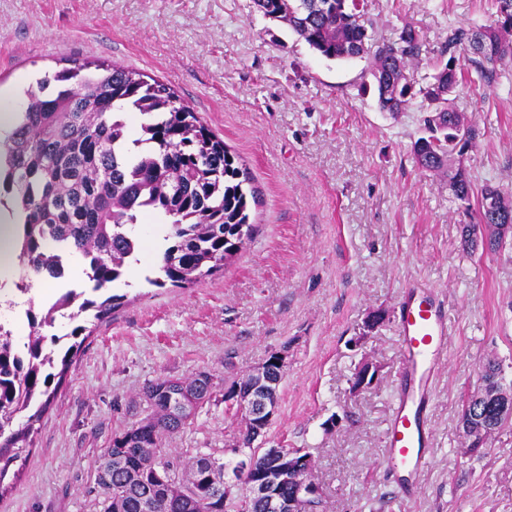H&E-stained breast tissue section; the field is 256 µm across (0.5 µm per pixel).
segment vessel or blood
I'll return each mask as SVG.
<instances>
[{"instance_id": "1", "label": "vessel or blood", "mask_w": 512, "mask_h": 512, "mask_svg": "<svg viewBox=\"0 0 512 512\" xmlns=\"http://www.w3.org/2000/svg\"><path fill=\"white\" fill-rule=\"evenodd\" d=\"M398 387L383 448L386 470L394 478L402 503L420 491V478L431 457L429 410L432 381L448 352L450 328L444 303L434 288L411 283L399 303Z\"/></svg>"}]
</instances>
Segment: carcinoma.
I'll use <instances>...</instances> for the list:
<instances>
[{
    "label": "carcinoma",
    "instance_id": "1",
    "mask_svg": "<svg viewBox=\"0 0 512 512\" xmlns=\"http://www.w3.org/2000/svg\"><path fill=\"white\" fill-rule=\"evenodd\" d=\"M265 16L279 20L327 59L349 60L373 55L371 76L379 107L395 115L414 96L406 76L408 63L420 52L418 35L404 27L395 44L370 43L365 3L358 0H253ZM489 25L448 32L443 52L448 59L425 90L428 111L435 101H451L463 81L461 61L480 79L491 82L496 65L512 58V0H494ZM442 126L423 119V135L414 143L418 164L439 171L457 149L461 128L478 130L453 108ZM9 185L23 216L18 262L21 280L64 275L73 257L85 263L86 286L70 288L62 301L75 300L78 310L67 320L69 331L54 333L60 320L54 306H30V333L25 346L14 345L0 331V496L10 467L31 447L34 423L49 409L55 392L85 341L124 304L125 295L110 292L122 280L137 253L134 226L141 217L163 221L166 247L146 278L158 288H188L224 270L250 241L255 225L251 206L259 191L247 168L193 109L166 84L116 64L73 61V66L37 81L27 93L18 126L3 142ZM448 187L464 211L477 212V223L495 219L485 208L497 193L503 214L512 221V195L486 186L472 205L473 183L459 168L448 175ZM502 379L501 368L481 371L482 388L490 391ZM217 383L206 371L158 378L142 390L147 413L112 437L95 460L100 512H239V498L224 487L226 464L199 453L185 463L172 460L164 438L182 431L195 416L178 397L193 395L199 405L211 401ZM30 410L26 423L18 415ZM255 437L243 425L237 442L250 448L255 469L246 484L272 468L277 459L254 447ZM311 463L288 471L279 495L291 497L308 476Z\"/></svg>",
    "mask_w": 512,
    "mask_h": 512
}]
</instances>
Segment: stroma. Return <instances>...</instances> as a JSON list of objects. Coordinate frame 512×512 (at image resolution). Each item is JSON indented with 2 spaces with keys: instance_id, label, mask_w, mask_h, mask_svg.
<instances>
[{
  "instance_id": "stroma-1",
  "label": "stroma",
  "mask_w": 512,
  "mask_h": 512,
  "mask_svg": "<svg viewBox=\"0 0 512 512\" xmlns=\"http://www.w3.org/2000/svg\"><path fill=\"white\" fill-rule=\"evenodd\" d=\"M492 0H368L378 42L415 29L419 83L449 29L490 24ZM101 60L159 79L245 163L261 191L257 230L233 265L190 288L115 286L125 304L84 344L57 391L0 512H99L94 461L146 407L160 377L207 371L219 391L168 438L172 457L230 461L241 416L224 393L282 354L276 412L260 448H302L323 512H390L383 439L397 382L396 312L405 284L440 293L451 338L436 381L433 456L411 512H512V422L463 449V406L494 361L512 383V234L464 251L465 222L446 175L423 170L413 143L428 106L382 112L371 56L330 60L253 0H0V88L21 109L38 76ZM453 108L480 135L461 165L475 188L512 193V61L493 82L468 73ZM383 315L366 331L371 313ZM378 378L352 387L355 367Z\"/></svg>"
}]
</instances>
